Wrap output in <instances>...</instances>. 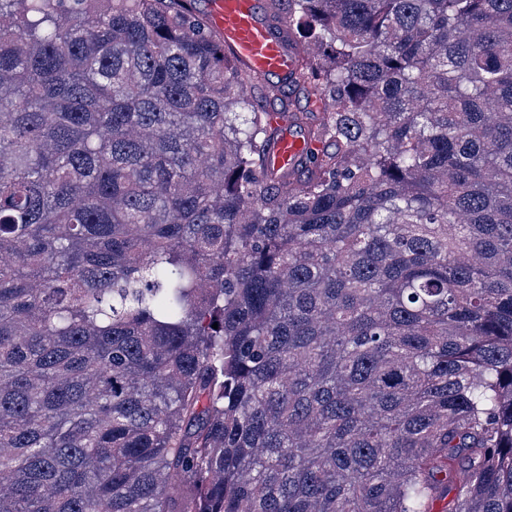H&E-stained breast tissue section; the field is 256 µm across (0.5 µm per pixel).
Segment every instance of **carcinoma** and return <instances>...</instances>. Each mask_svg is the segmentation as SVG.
Returning <instances> with one entry per match:
<instances>
[{
    "instance_id": "cac0c4a2",
    "label": "carcinoma",
    "mask_w": 512,
    "mask_h": 512,
    "mask_svg": "<svg viewBox=\"0 0 512 512\" xmlns=\"http://www.w3.org/2000/svg\"><path fill=\"white\" fill-rule=\"evenodd\" d=\"M195 2L0 0V512H512V0ZM197 0L201 17L224 38V46L259 77L291 78L296 61L256 8L255 0ZM288 128L285 130L278 142V145L273 154V166L277 169L294 166L303 157L309 148H313L306 142V137L295 134Z\"/></svg>"
}]
</instances>
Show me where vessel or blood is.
Wrapping results in <instances>:
<instances>
[{
  "mask_svg": "<svg viewBox=\"0 0 512 512\" xmlns=\"http://www.w3.org/2000/svg\"><path fill=\"white\" fill-rule=\"evenodd\" d=\"M209 20L222 34L225 47L257 76L295 75L294 56L260 16L256 0H209ZM308 148L305 137L285 130L273 154L274 167L294 166Z\"/></svg>",
  "mask_w": 512,
  "mask_h": 512,
  "instance_id": "1",
  "label": "vessel or blood"
}]
</instances>
